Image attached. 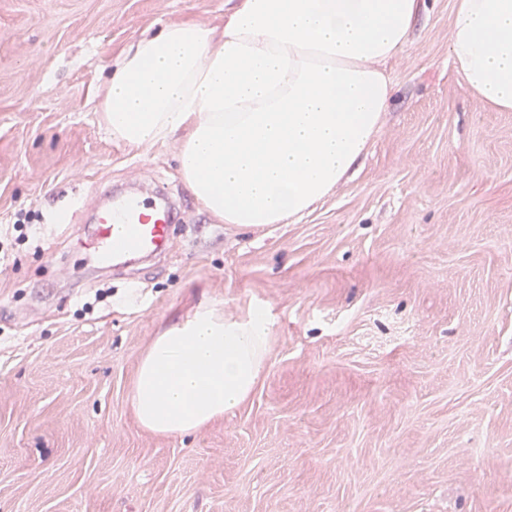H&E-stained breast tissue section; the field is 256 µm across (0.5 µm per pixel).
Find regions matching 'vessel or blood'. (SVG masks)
I'll use <instances>...</instances> for the list:
<instances>
[{"label":"vessel or blood","mask_w":512,"mask_h":512,"mask_svg":"<svg viewBox=\"0 0 512 512\" xmlns=\"http://www.w3.org/2000/svg\"><path fill=\"white\" fill-rule=\"evenodd\" d=\"M176 221L168 203L135 194L117 198L98 209L86 246L102 265L115 268L134 257L165 253Z\"/></svg>","instance_id":"b4317fda"}]
</instances>
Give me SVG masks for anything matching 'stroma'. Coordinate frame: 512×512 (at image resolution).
<instances>
[{"mask_svg": "<svg viewBox=\"0 0 512 512\" xmlns=\"http://www.w3.org/2000/svg\"><path fill=\"white\" fill-rule=\"evenodd\" d=\"M236 0H0V512H512V112L470 94L453 0H424L353 177L242 228L178 145L113 139L106 60ZM158 180L170 252L115 274L81 247L101 193ZM265 308L268 367L198 433L142 429L139 358L200 299Z\"/></svg>", "mask_w": 512, "mask_h": 512, "instance_id": "35a3bbf8", "label": "stroma"}]
</instances>
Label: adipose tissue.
I'll list each match as a JSON object with an SVG mask.
<instances>
[{
    "label": "adipose tissue",
    "mask_w": 512,
    "mask_h": 512,
    "mask_svg": "<svg viewBox=\"0 0 512 512\" xmlns=\"http://www.w3.org/2000/svg\"><path fill=\"white\" fill-rule=\"evenodd\" d=\"M423 0H239L223 29L165 24L115 62L100 101L113 138L179 143L182 178L227 224L299 220L336 188L378 132ZM451 60L468 91L512 112V0H454ZM269 321L199 301L139 359L138 425L199 432L245 401L268 361Z\"/></svg>",
    "instance_id": "ef3b65f1"
}]
</instances>
